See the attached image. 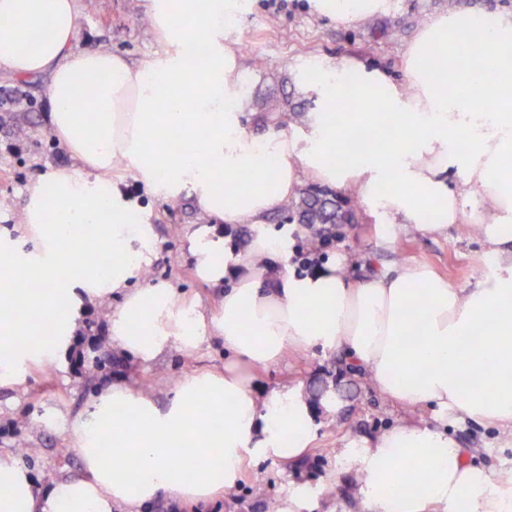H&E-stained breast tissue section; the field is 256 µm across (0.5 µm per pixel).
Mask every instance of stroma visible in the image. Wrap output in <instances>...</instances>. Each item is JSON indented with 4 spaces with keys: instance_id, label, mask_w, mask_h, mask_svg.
Wrapping results in <instances>:
<instances>
[{
    "instance_id": "35a3bbf8",
    "label": "stroma",
    "mask_w": 512,
    "mask_h": 512,
    "mask_svg": "<svg viewBox=\"0 0 512 512\" xmlns=\"http://www.w3.org/2000/svg\"><path fill=\"white\" fill-rule=\"evenodd\" d=\"M146 4L147 0H96L93 11L81 13L78 45L109 47L133 61L159 53ZM457 5L485 18L497 9L511 8L512 0H392L388 15L356 27L313 14L308 0H252L250 10L236 22L247 75V129L263 134L254 115L265 109L282 113L291 107L315 110V101L299 93L294 80L306 61L357 58L405 81L403 55L418 28ZM46 82L43 76L24 80L0 77V237L8 240L22 238L19 222L28 184L49 171L75 166L49 132ZM19 125L27 129L28 138L15 135ZM123 178L139 205L138 215L154 229L156 250L150 282L171 284L182 299L197 303L206 317L217 315L219 299L198 276L188 251L190 234L203 224L196 203L185 195L172 199L146 193L131 173H124ZM293 208L290 202L277 205L262 228L267 234L288 239L289 251L280 268L285 275L300 276L307 271L306 259L314 252L309 242L322 232L328 241L316 251L321 262L346 256L357 280L409 262L429 266L453 288L469 290L494 273L487 265L489 256L481 236L464 224L437 233L418 230L412 224L389 228L380 215L369 213L360 204L354 223L324 228L287 222ZM78 323L66 354L23 362L18 383L0 388V453H13L15 442L25 440L30 456L19 464L44 485L81 474V460L69 448V425L91 409L99 391L114 384L145 389L162 404L185 375L224 366V347L215 339L203 343L192 356L172 350L144 365L111 346L102 306L88 305ZM99 357L108 359L109 364L101 380L91 387L84 371ZM316 381L325 385L327 395L337 400L340 408L331 418L318 412L313 440L298 461L255 462L247 466L229 495L208 504L178 503L163 495L149 512H266L267 503L278 504L295 495L305 502L303 512H366V505L351 492L357 475L338 460L339 451L415 416L448 432L461 447L472 449L475 464L492 477H512V436L494 425L475 419L461 421L450 413L410 412L408 405L381 395L366 377L350 373L340 353L291 351L279 364L255 370L252 378L253 386L264 394L284 385L305 391Z\"/></svg>"
}]
</instances>
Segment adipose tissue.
<instances>
[{"label":"adipose tissue","instance_id":"ef3b65f1","mask_svg":"<svg viewBox=\"0 0 512 512\" xmlns=\"http://www.w3.org/2000/svg\"><path fill=\"white\" fill-rule=\"evenodd\" d=\"M313 12L355 25L389 13L391 0H309ZM248 0H147L162 55L133 65L110 48L76 44L80 0H0V73L44 75L48 128L78 172L58 170L27 188L22 222L33 246L0 240V386L41 347L31 325L52 317L55 350H67L85 304H109L112 347L140 363L194 352L221 339L220 372L184 378L166 404L115 385L71 424L82 473L50 487L0 458V512H146L163 494L208 502L236 487L248 462L299 459L314 408L302 391L258 394L251 373L288 348L342 353L383 395L440 413L512 428V17L468 35L476 14L454 7L428 20L404 58L400 86L363 61L306 64L303 94L315 98L300 133L256 137L243 126L246 75L229 37ZM202 47L192 61L188 49ZM356 82H348V74ZM340 153L342 162L325 158ZM124 165L146 188L192 197L226 224H265L303 180L355 187L386 222L479 229L495 266L468 291L422 265L349 277L344 259L303 276L269 270L278 238L257 234L241 260L210 228L190 248L218 289L221 313L205 319L167 284L132 286L154 252L151 225L134 222L113 178ZM456 165L459 181L445 174ZM270 180L274 189L259 190ZM66 313H58L60 303ZM354 494L370 512H512V487L476 467L445 432L417 423L363 441L350 458Z\"/></svg>","mask_w":512,"mask_h":512}]
</instances>
